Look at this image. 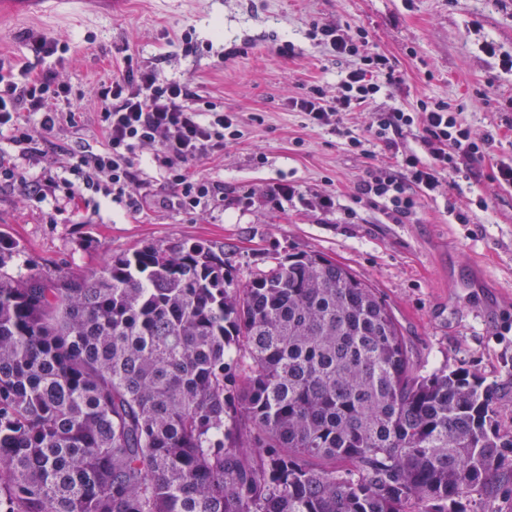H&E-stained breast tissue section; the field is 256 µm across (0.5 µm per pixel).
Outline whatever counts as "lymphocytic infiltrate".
<instances>
[{"instance_id": "1", "label": "lymphocytic infiltrate", "mask_w": 512, "mask_h": 512, "mask_svg": "<svg viewBox=\"0 0 512 512\" xmlns=\"http://www.w3.org/2000/svg\"><path fill=\"white\" fill-rule=\"evenodd\" d=\"M315 33L321 45L339 56L358 57L359 64L341 78L336 97H327L322 87L314 86L306 94L289 97L288 105L303 113L312 127L338 132L349 112L371 103L381 92L373 76L386 69L387 59L353 44L340 28L321 26ZM68 96V85L54 72L19 83L12 72L0 70V134H7L17 150L13 156L0 152V182L19 186L24 198L47 201L57 209L89 190L125 200L135 212L143 205L135 160L138 152L148 150L152 166L171 189L170 194H156V204L174 201L193 210L220 194L221 185L199 175L195 166L220 156L226 144L239 139L241 121L237 113L205 100L189 82L126 57L121 75L100 82L93 92L103 137L98 146L55 142L61 124L75 128L81 120L80 103L59 111V103ZM414 126L421 131L426 158L401 155L398 168L377 169L357 187L359 195L384 202L398 222L416 208L417 193L435 192L445 177L476 178L471 160L488 155L496 144L491 135L473 138L443 102L420 103L415 112L396 108L373 113L367 130L374 140L392 148L397 137ZM51 152L66 157V165H44L34 173L18 166L19 160H37Z\"/></svg>"}]
</instances>
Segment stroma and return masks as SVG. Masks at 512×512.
Here are the masks:
<instances>
[{
	"label": "stroma",
	"mask_w": 512,
	"mask_h": 512,
	"mask_svg": "<svg viewBox=\"0 0 512 512\" xmlns=\"http://www.w3.org/2000/svg\"><path fill=\"white\" fill-rule=\"evenodd\" d=\"M316 24L340 28L355 43L367 38L389 60V71L375 75L382 93L346 122L364 150L288 108V97L316 84L336 95L357 64L316 44ZM45 41L58 42L57 53L40 52ZM488 41L498 56L483 52ZM505 54L512 55V0H123L114 13L0 25L1 61L54 71L73 94H90L130 55L192 83L242 121L241 138L198 166L224 185L223 198L202 208L148 201L133 212L102 197L55 210L2 186L0 232L38 267L85 275L147 241L222 245L239 283L273 257L321 253L376 289L420 371L467 368L500 387V421L512 428V187L491 180L512 145L473 161L479 180L446 178L399 223L357 193L369 171L395 164V151L424 152L416 129L394 151L370 140V113L444 100L473 134L501 132L512 118ZM278 183L296 193L274 204L268 192ZM325 194L335 199L328 210L316 203ZM480 197L485 206H477ZM460 212L467 223H458Z\"/></svg>",
	"instance_id": "obj_1"
}]
</instances>
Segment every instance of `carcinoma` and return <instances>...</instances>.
Masks as SVG:
<instances>
[{
	"label": "carcinoma",
	"mask_w": 512,
	"mask_h": 512,
	"mask_svg": "<svg viewBox=\"0 0 512 512\" xmlns=\"http://www.w3.org/2000/svg\"><path fill=\"white\" fill-rule=\"evenodd\" d=\"M501 397L414 370L320 253L239 284L179 239L81 275L0 233V512H472L512 478Z\"/></svg>",
	"instance_id": "carcinoma-1"
}]
</instances>
